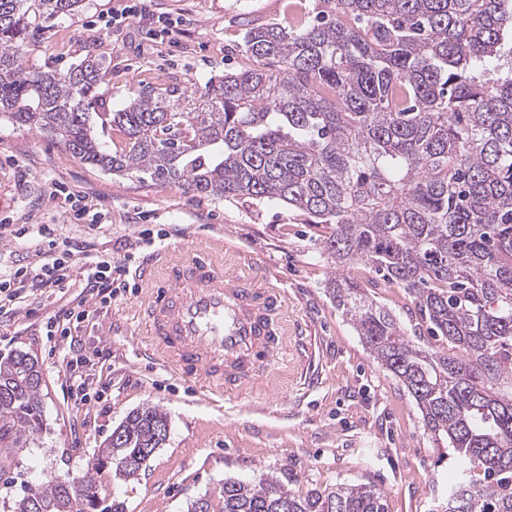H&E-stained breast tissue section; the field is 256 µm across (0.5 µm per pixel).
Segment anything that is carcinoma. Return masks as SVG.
I'll use <instances>...</instances> for the list:
<instances>
[{
    "mask_svg": "<svg viewBox=\"0 0 512 512\" xmlns=\"http://www.w3.org/2000/svg\"><path fill=\"white\" fill-rule=\"evenodd\" d=\"M83 0H0V119L38 128L72 158L226 201L277 202L322 224L336 265L327 288L377 365L415 400L433 447L455 459L468 512H512V69L487 74L512 0H323L314 21L247 31L252 66L204 90L99 102L105 61L25 69L32 30ZM278 63V70L267 65ZM364 264L408 291L421 322L458 353L416 344L396 316L340 273ZM29 353L0 360V470L43 424ZM154 406L127 414L70 478L10 512H124L97 495L103 468L124 481L166 441ZM207 512H387L365 484L306 491L262 472L224 480Z\"/></svg>",
    "mask_w": 512,
    "mask_h": 512,
    "instance_id": "1",
    "label": "carcinoma"
}]
</instances>
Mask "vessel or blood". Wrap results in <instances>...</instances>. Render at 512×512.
Instances as JSON below:
<instances>
[{
	"label": "vessel or blood",
	"mask_w": 512,
	"mask_h": 512,
	"mask_svg": "<svg viewBox=\"0 0 512 512\" xmlns=\"http://www.w3.org/2000/svg\"><path fill=\"white\" fill-rule=\"evenodd\" d=\"M142 277L146 353L209 399L240 396L272 375L288 348L277 289L226 275L202 250L151 255Z\"/></svg>",
	"instance_id": "b4317fda"
}]
</instances>
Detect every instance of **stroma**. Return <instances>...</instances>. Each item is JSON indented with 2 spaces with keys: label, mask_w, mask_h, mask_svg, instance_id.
Instances as JSON below:
<instances>
[{
  "label": "stroma",
  "mask_w": 512,
  "mask_h": 512,
  "mask_svg": "<svg viewBox=\"0 0 512 512\" xmlns=\"http://www.w3.org/2000/svg\"><path fill=\"white\" fill-rule=\"evenodd\" d=\"M288 2L148 0V10L180 21L157 44L147 39L139 18L108 26L131 0H85L79 12L33 33L23 64L64 72L96 53L109 66L98 95L118 109L142 86L192 91L224 70L247 65L245 57L226 58L225 47L241 42L250 27L286 23ZM59 183L89 196L106 212V223H72L62 197L53 194ZM1 220L55 225L73 247L89 245L110 255L129 285L72 329L84 347L80 373L105 393L99 404L77 408L64 396L62 353L44 332L48 317L77 303L79 272H72L63 290L0 316V354L22 350L37 358L44 406L42 431L16 449L0 479V504L22 490L82 474L113 428L146 405L167 414L165 443L138 479H115L106 468L96 476L99 497L123 502L125 512H187L202 496L219 502L225 480H247L259 471L302 491L365 484L384 495L388 512H436L446 504L456 479L453 461L439 458L414 399L373 361L337 310L326 288L336 270L317 245L321 229L304 223L297 211L273 202H225L111 174L73 159L46 133L2 120ZM147 228L166 231L167 251L210 248L227 273L258 275L284 291L290 348L276 365L273 384L208 401L192 383L139 356L145 325L135 282L143 257L153 251L141 237ZM346 273L367 283L370 297L414 333L418 314L404 289L374 280L360 264Z\"/></svg>",
  "instance_id": "1"
}]
</instances>
